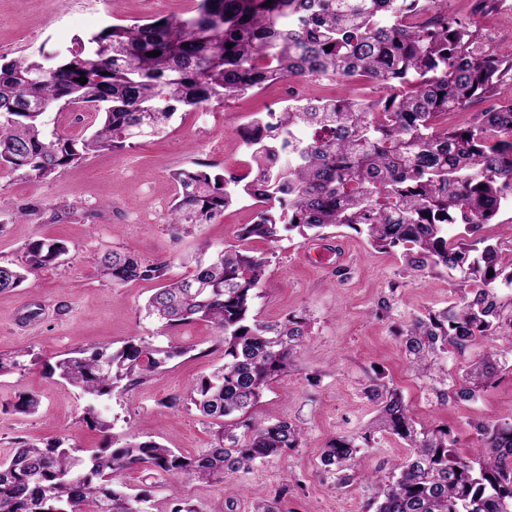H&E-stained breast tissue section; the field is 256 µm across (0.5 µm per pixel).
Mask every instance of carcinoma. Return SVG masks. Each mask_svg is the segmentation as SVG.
<instances>
[{
  "label": "carcinoma",
  "mask_w": 512,
  "mask_h": 512,
  "mask_svg": "<svg viewBox=\"0 0 512 512\" xmlns=\"http://www.w3.org/2000/svg\"><path fill=\"white\" fill-rule=\"evenodd\" d=\"M266 2L196 0L187 16L106 26L48 66L0 57V169L39 178L159 134L178 112L270 83L314 77L346 87L340 97H295L276 112L254 113L240 130L248 151L242 174L195 166L173 173V224H206L240 201L253 202L238 244L201 252L177 280L165 264L130 251L99 259L100 275L118 288L158 284L145 311L163 326L204 321L217 332L224 364L165 401L178 408L187 400L210 419L209 447L185 455L152 440L114 437L80 455L61 441L20 439L0 460V512H148L150 490L131 492L120 481L129 469L148 479L173 477L171 512H197L179 496L181 486L232 478L299 447L297 425L269 421L257 406L288 375L308 321L289 314L266 324L252 315L268 264L251 250L255 239L275 242L296 231L323 240L326 230L345 227L416 275L451 278L446 306L395 331L409 367L439 403L475 401L512 371L496 345L512 344V248L483 234L512 209V99L472 113L462 126L447 123L448 113L495 99L499 86L512 84V57L449 14L447 0ZM356 79L372 81L383 95L361 98ZM82 107L101 116L91 135L46 133L50 112ZM67 253L59 239L29 242L22 263L0 264V293ZM189 351L134 339L116 351L108 344L78 349L51 371L88 398L83 420L106 433L112 423L98 405L113 389L136 386ZM451 358L461 361L456 371L448 368ZM362 392L376 415L358 434L329 440L320 463L337 488L371 490L365 512H512V418L476 423V443L461 455L448 427L416 421L384 374L369 377ZM38 406L27 393L7 408L30 414ZM386 436L408 449L403 460L382 475L358 472L357 452ZM290 491L286 485L271 498L256 495L252 512H288Z\"/></svg>",
  "instance_id": "carcinoma-1"
}]
</instances>
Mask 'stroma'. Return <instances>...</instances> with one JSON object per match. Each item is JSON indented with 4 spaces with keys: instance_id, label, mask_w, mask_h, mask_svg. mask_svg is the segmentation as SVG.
<instances>
[{
    "instance_id": "35a3bbf8",
    "label": "stroma",
    "mask_w": 512,
    "mask_h": 512,
    "mask_svg": "<svg viewBox=\"0 0 512 512\" xmlns=\"http://www.w3.org/2000/svg\"><path fill=\"white\" fill-rule=\"evenodd\" d=\"M192 6L193 0H0V55L41 61L104 26L180 15ZM473 6L474 0H452L448 10L474 18L483 34L496 38L498 53L511 56L512 42L505 35L512 30V13L501 8L477 15ZM289 88L277 82L201 111L177 113L165 132L131 148L95 153L48 178L0 170V263L21 262L27 244L37 238H57L69 247L57 264L29 275L17 291L0 294V356L20 349L31 353L25 368L0 377V458L19 438L40 445L60 439L75 448L102 446V433L82 419L86 398L52 376L49 367L76 348L103 341L118 347L138 338L187 345L191 351L145 383L113 391L104 407L114 434L186 454L207 448L210 427L204 418L188 405L167 408L165 400L223 364L215 331L204 322L162 327L144 311L153 283L113 287L101 277L98 260L105 251L128 249L165 263L169 277L180 278L190 271L188 258L198 248L214 253L236 243L253 207L236 204L207 224H170L176 194L171 174L194 163L217 172L242 169L247 155L240 128L264 107L284 106ZM24 209L29 216L23 221ZM310 246L296 235L251 244L269 260L254 314L274 323L303 313L310 324L288 376L265 391L259 411L301 426L305 441L230 480L184 486L199 512H224L229 498L237 512H251L256 494H274L296 479L303 486L289 496L288 512H362L366 491L338 489L322 471L319 456L328 440L361 432L371 419L362 386L378 369L402 391L418 421L447 425L461 444L471 442L475 422L512 415V373L478 402L439 406L428 400L400 350L392 322L445 306L451 297L447 279L407 274L398 256L373 249L347 228L320 243L338 253V260L318 263L308 256ZM383 301L391 307L387 320L374 314ZM311 373L319 375L318 385L308 384ZM24 393L38 395L36 413L6 410L7 402Z\"/></svg>"
}]
</instances>
